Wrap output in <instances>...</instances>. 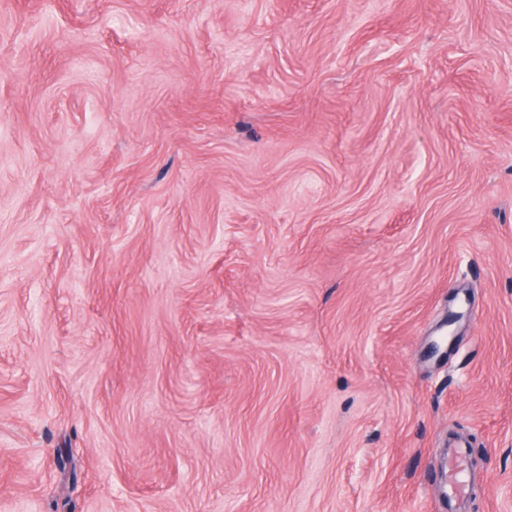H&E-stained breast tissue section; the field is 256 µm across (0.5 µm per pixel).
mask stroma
I'll return each instance as SVG.
<instances>
[{
	"mask_svg": "<svg viewBox=\"0 0 512 512\" xmlns=\"http://www.w3.org/2000/svg\"><path fill=\"white\" fill-rule=\"evenodd\" d=\"M455 438L512 512V0H0V512H448Z\"/></svg>",
	"mask_w": 512,
	"mask_h": 512,
	"instance_id": "obj_1",
	"label": "stroma"
}]
</instances>
